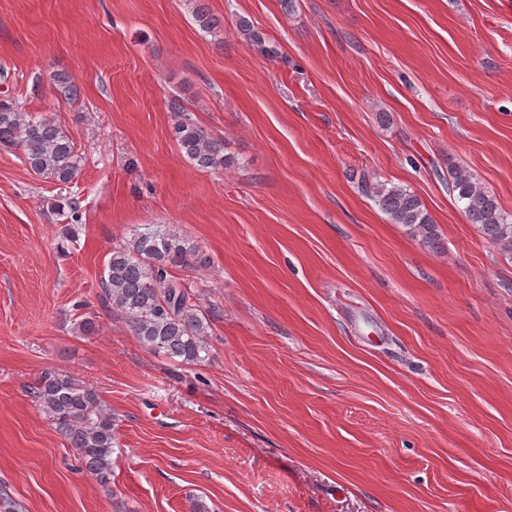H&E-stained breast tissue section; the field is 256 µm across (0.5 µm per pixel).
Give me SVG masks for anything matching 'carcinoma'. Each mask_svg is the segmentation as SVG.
<instances>
[{
    "mask_svg": "<svg viewBox=\"0 0 512 512\" xmlns=\"http://www.w3.org/2000/svg\"><path fill=\"white\" fill-rule=\"evenodd\" d=\"M238 31L261 53L275 54L262 43L249 21H240ZM55 89L57 96L69 103L80 97L78 85L64 74L57 76ZM173 134L180 153L195 165L216 169L229 164L224 146L191 119L178 120ZM0 150L20 151L22 162L34 174L62 184L73 181L79 170L69 135L54 120L35 116L12 99L0 100ZM363 191L378 202L391 223L408 228L428 248H439L436 224L413 192L382 181L364 183ZM448 192L485 239L512 252V221L502 212L493 192L462 169L449 176ZM195 257V248L173 230L145 224L134 229L122 246L112 249L100 277L102 301L127 321L140 343L187 364L201 360L208 322L189 292L172 279L169 267L185 266ZM33 396L77 450L85 470L107 485L112 475L114 433L112 414L98 394L69 378L46 372L34 387Z\"/></svg>",
    "mask_w": 512,
    "mask_h": 512,
    "instance_id": "carcinoma-1",
    "label": "carcinoma"
}]
</instances>
